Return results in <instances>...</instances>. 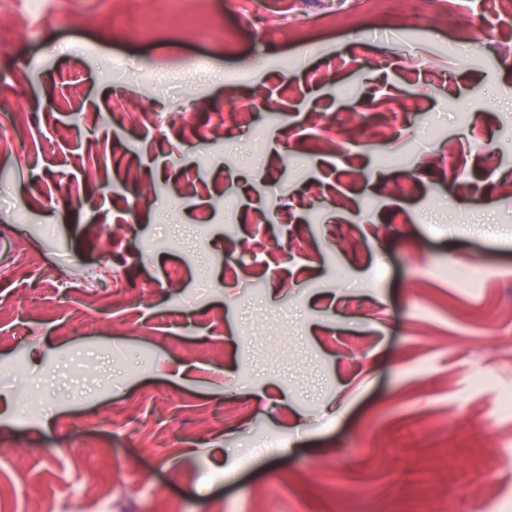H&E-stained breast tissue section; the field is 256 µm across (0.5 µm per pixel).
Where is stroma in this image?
<instances>
[{"instance_id":"35a3bbf8","label":"stroma","mask_w":512,"mask_h":512,"mask_svg":"<svg viewBox=\"0 0 512 512\" xmlns=\"http://www.w3.org/2000/svg\"><path fill=\"white\" fill-rule=\"evenodd\" d=\"M173 4L0 31V512H62L90 467L141 474L120 512H469L484 487L512 512V15L481 0L477 54L470 0L349 29L318 19L351 0ZM118 255L120 298L39 308Z\"/></svg>"}]
</instances>
